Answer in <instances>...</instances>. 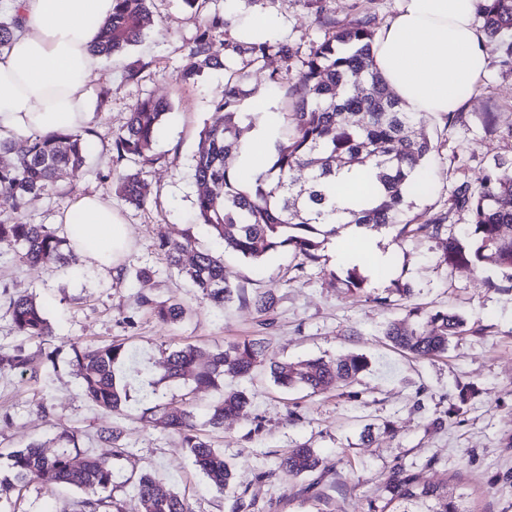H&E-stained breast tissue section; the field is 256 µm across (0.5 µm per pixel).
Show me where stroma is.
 Instances as JSON below:
<instances>
[{
	"label": "stroma",
	"instance_id": "1",
	"mask_svg": "<svg viewBox=\"0 0 512 512\" xmlns=\"http://www.w3.org/2000/svg\"><path fill=\"white\" fill-rule=\"evenodd\" d=\"M212 6L267 15L272 35L297 49L291 60L274 57L265 68L250 70L243 85L251 96L264 97L269 110L285 111V104L270 96L267 76L273 69L298 70L310 44L322 38L314 8L305 0H213ZM325 7L342 23L367 13L378 30L394 18L397 0H325ZM196 27L180 0H155L142 41L123 56L101 59L90 83L93 137L84 171L62 174L52 194L25 204L27 222L53 227L82 196L108 200L129 231L118 272L103 275L79 257L64 268L32 266L0 247V350L38 348L12 326L8 306L20 294L36 295L44 304L56 350L54 369L39 381L0 373V453L51 442L71 428L83 451L111 456L117 474L112 496L122 512H141L130 479L135 471L153 474L162 490L184 493L192 512H231L232 494L220 497L210 490L179 437L142 421L138 399L153 388L160 403L192 406L200 434L223 451L238 489L252 503L250 512H370L390 474L401 468L423 484L459 481L478 512H512V281L493 266L480 272L439 266L441 243L401 240L391 229L379 235L394 258L392 272L353 291L344 284L349 261L337 259L328 245L316 261L302 264L288 252L256 262L226 252L194 220L199 188L193 170L199 133L224 93V71L207 70L190 85L175 80ZM484 46L487 67L456 119L429 118L423 125L436 148L416 209L448 211L457 183L478 177L494 158L512 157V71L499 63L498 40L485 38ZM136 62L144 68L132 81L126 71ZM103 86L112 89L104 101L97 97ZM150 95L170 104L167 134L154 148L156 163L142 169L147 200L135 208L114 192V175L134 164L117 160L112 139L133 105ZM179 230L198 249L223 257L240 299L213 306L170 267L160 243ZM145 266L153 277L136 279L135 269ZM398 282L413 288L409 300H392ZM267 291L276 304L265 318L251 300ZM143 295L177 298L187 313L174 324L159 322L140 306ZM439 311L466 322L446 353L418 359L387 340L389 323L424 330L428 316ZM247 338L263 342L267 363L246 378L227 381V388L246 390L250 403L226 419L223 429L211 430L206 420L221 391L192 393L182 384L160 382L165 354L188 344L223 349ZM114 341L136 351L138 360L124 366L126 411L107 416L83 395L74 350ZM350 354L366 356L368 370L351 384L321 393L281 388L270 375L273 361ZM467 383L477 386L478 395L450 413ZM111 425L121 430L117 446L125 448V456H114L113 445L98 437ZM301 443L315 449L322 467L303 475L278 469L279 458ZM76 498V492L35 482L0 502V512H69Z\"/></svg>",
	"mask_w": 512,
	"mask_h": 512
}]
</instances>
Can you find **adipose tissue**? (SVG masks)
I'll return each mask as SVG.
<instances>
[{
	"instance_id": "adipose-tissue-1",
	"label": "adipose tissue",
	"mask_w": 512,
	"mask_h": 512,
	"mask_svg": "<svg viewBox=\"0 0 512 512\" xmlns=\"http://www.w3.org/2000/svg\"><path fill=\"white\" fill-rule=\"evenodd\" d=\"M21 16L10 48L0 54V135L85 127L98 57L89 46L112 0H9ZM398 12L375 38L376 68L411 112L447 117L467 101L483 74L478 0H398ZM260 119L237 161L252 173L265 166L277 113L252 102ZM74 253L104 272L123 258L128 229L99 196L79 198L61 217Z\"/></svg>"
}]
</instances>
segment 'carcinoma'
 <instances>
[{
	"label": "carcinoma",
	"mask_w": 512,
	"mask_h": 512,
	"mask_svg": "<svg viewBox=\"0 0 512 512\" xmlns=\"http://www.w3.org/2000/svg\"><path fill=\"white\" fill-rule=\"evenodd\" d=\"M191 14L201 17L187 47L186 66L176 81L191 83L205 71L224 68L227 81L223 97L214 104L213 117L200 133L194 178L200 186L195 219L206 225L224 250L246 260H261L289 251L308 261L343 227L341 213L350 223L372 230L391 228L396 237L421 236L445 239L438 263L445 267L487 265L512 271V159L497 158L472 182L464 181L451 191L452 207L469 215L471 232L464 240L448 231V213L424 211L410 215L414 184L427 185L426 163L434 151L429 137L417 131L424 115L406 111L386 88L373 65L375 33L370 16L362 14L346 24L319 6L317 22L321 41L313 44L292 73L271 72L268 90L291 106L281 113L272 132L270 163L250 183L240 182L233 160L240 153V112L246 68L264 66L275 55L288 61L296 54L284 40H237L231 36L236 18L231 13L206 12L210 0H182ZM152 0H112V14L101 25L92 51L110 58L126 53L140 41L150 19ZM478 16L485 33L499 38L500 64L512 70V0H479ZM20 18H0V54L9 48ZM224 40H217V34ZM167 101L145 97L134 105L125 127L113 137L120 159L143 165L154 163L153 147L164 133ZM359 119L350 121V116ZM93 131H55L34 134L18 150L12 141L0 139V198L15 213L31 195L51 191L63 172L83 171ZM360 166L370 170L375 190L359 209L343 211L336 206V169ZM116 191L132 206L145 204L140 172L117 176ZM0 245L18 248L31 264L55 266L73 257L67 238L44 224L17 218L0 219ZM169 265L213 305L222 307L234 299L235 287L224 262L196 249L185 233L161 243ZM141 305L165 323L181 321L186 309L176 298L158 300L144 296ZM9 313L15 330L43 345L40 353L22 349L0 353V371L33 379L54 363V352L44 344L52 337L44 305L33 296L11 299ZM426 333L392 323L386 337L398 348L419 357L445 352L452 338L463 332L464 321L455 314L429 316ZM82 366L81 388L98 410L122 412L129 401L127 385L115 370L132 358L122 343L86 346L75 351ZM265 362V350L256 339H244L219 351L185 345L171 351L164 363L163 381H177L194 390L218 388L224 378H243ZM368 368L358 354L336 360L323 358L270 363L274 382L283 388H299L312 394L336 384L350 383ZM250 404L243 390L231 391L213 407L207 425L220 429L224 419L239 414ZM142 418L179 435L183 448L219 495L235 484V473L224 454L199 434L193 408L169 409L158 403L144 408ZM59 447L48 452L33 443L7 454L11 476L0 481V497L39 480L75 488L81 497L74 512H120L112 499L116 474L112 463L79 448L78 434L63 430ZM321 460L313 448L299 444L290 449L279 467L291 474L316 471ZM137 492L142 512H191L184 495L162 492L156 478L139 476ZM374 512H476L470 493L460 484L443 481L421 485L404 471L393 473L386 496Z\"/></svg>",
	"instance_id": "cac0c4a2"
}]
</instances>
